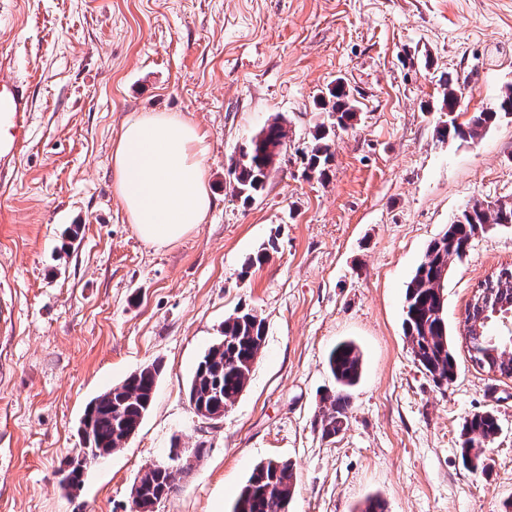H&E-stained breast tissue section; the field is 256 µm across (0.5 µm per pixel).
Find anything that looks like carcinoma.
<instances>
[{
    "instance_id": "cac0c4a2",
    "label": "carcinoma",
    "mask_w": 512,
    "mask_h": 512,
    "mask_svg": "<svg viewBox=\"0 0 512 512\" xmlns=\"http://www.w3.org/2000/svg\"><path fill=\"white\" fill-rule=\"evenodd\" d=\"M460 85L444 81L442 107L452 110ZM333 98L332 125L346 128L357 112L356 100L338 83L330 91ZM512 115V85L497 99L494 107L474 114L468 122L450 119L439 130L442 140L474 141L501 116ZM328 131L321 125L313 135L311 149L305 154L306 169L320 177L326 175L331 154L326 143ZM287 131L276 116L246 144L239 148L234 162L233 192L243 201L252 200L264 188L268 170L285 144ZM511 226L512 203L500 202L493 209L476 202L451 221L448 230L427 247L422 263L409 282L405 294L404 336L410 344L413 360L438 385L453 381L457 362L454 339L448 333L444 314L443 287L455 260L468 251L473 239L485 233V226ZM462 339L467 352L496 349L504 352L512 345V333L493 336L489 327L482 333L465 325ZM265 341L263 321L249 311H240L224 319L223 339L201 357L189 384V400L195 409H220L233 403L252 371L251 355ZM328 366L338 389L326 396L330 407L320 420L322 435L334 437L347 420L350 389L361 376L362 358L350 342L336 345L328 355ZM162 365L154 362L126 377L108 391L91 400L84 413L82 429L90 448L115 452L125 445L126 434L139 429L151 408ZM499 420L492 410L479 411L462 427L460 454L464 466L472 472L486 473L488 464L483 448L499 433ZM175 473L154 472L143 482L146 498L162 500L174 488ZM296 489V473L286 461L269 460L256 465L238 493L232 512H288Z\"/></svg>"
}]
</instances>
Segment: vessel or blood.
Returning a JSON list of instances; mask_svg holds the SVG:
<instances>
[{
	"mask_svg": "<svg viewBox=\"0 0 512 512\" xmlns=\"http://www.w3.org/2000/svg\"><path fill=\"white\" fill-rule=\"evenodd\" d=\"M31 115L32 100L24 86L0 85V168L27 146Z\"/></svg>",
	"mask_w": 512,
	"mask_h": 512,
	"instance_id": "vessel-or-blood-1",
	"label": "vessel or blood"
}]
</instances>
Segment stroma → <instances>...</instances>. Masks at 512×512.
<instances>
[{
    "label": "stroma",
    "mask_w": 512,
    "mask_h": 512,
    "mask_svg": "<svg viewBox=\"0 0 512 512\" xmlns=\"http://www.w3.org/2000/svg\"><path fill=\"white\" fill-rule=\"evenodd\" d=\"M464 84L459 121L512 84V0H0V82L33 101L28 146L0 182V512H130L141 469L184 448L190 467L154 512H230L254 466L297 473L289 512H502L512 500V379L456 343L436 386L403 334L406 286L428 244L476 201L512 202V116L441 141L440 75ZM359 103L329 140L325 177L303 153L336 82ZM139 112L199 126L214 198L204 224L156 248L112 190V143ZM288 132L264 190L236 197L240 147L274 117ZM266 262L248 266L260 250ZM512 263V228L476 237L445 283L462 328L474 288ZM244 310L265 342L242 394L203 426L187 387ZM354 342L347 424L318 422L327 358ZM161 362L153 404L119 451L62 486L88 402ZM491 409L490 471L459 435Z\"/></svg>",
    "instance_id": "stroma-1"
}]
</instances>
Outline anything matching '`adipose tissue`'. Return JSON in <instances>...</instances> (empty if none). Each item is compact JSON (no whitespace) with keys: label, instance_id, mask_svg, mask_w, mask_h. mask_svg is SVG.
<instances>
[{"label":"adipose tissue","instance_id":"1","mask_svg":"<svg viewBox=\"0 0 512 512\" xmlns=\"http://www.w3.org/2000/svg\"><path fill=\"white\" fill-rule=\"evenodd\" d=\"M205 133L176 112L127 120L112 145V186L146 243L168 247L204 223L213 201L203 161Z\"/></svg>","mask_w":512,"mask_h":512}]
</instances>
